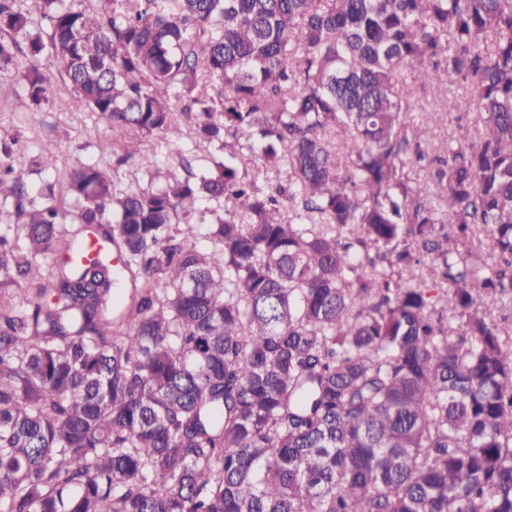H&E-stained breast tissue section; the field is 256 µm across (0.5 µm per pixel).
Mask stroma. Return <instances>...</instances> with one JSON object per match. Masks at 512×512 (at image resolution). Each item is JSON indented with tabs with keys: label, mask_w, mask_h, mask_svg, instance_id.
<instances>
[{
	"label": "stroma",
	"mask_w": 512,
	"mask_h": 512,
	"mask_svg": "<svg viewBox=\"0 0 512 512\" xmlns=\"http://www.w3.org/2000/svg\"><path fill=\"white\" fill-rule=\"evenodd\" d=\"M41 68L57 93L48 104L39 107L27 96L25 67L0 77L14 87L12 94L0 99V140L14 144L10 161L26 172L27 202L42 204L50 188L62 193L69 171L84 164L110 169L119 192L147 185L155 170L177 167L184 156L190 158L194 171L209 166L213 147H197L184 140L166 142L155 137L144 139L138 155L125 158V131L112 128L66 89L63 68L52 57H43ZM451 99L456 100L457 106L450 111L446 104ZM429 111L440 114V143L471 138L473 112L463 88L435 86L419 91L410 117L419 121ZM49 141L56 143L58 149L54 155L46 156L42 148Z\"/></svg>",
	"instance_id": "stroma-1"
}]
</instances>
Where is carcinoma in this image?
Segmentation results:
<instances>
[{
    "mask_svg": "<svg viewBox=\"0 0 512 512\" xmlns=\"http://www.w3.org/2000/svg\"><path fill=\"white\" fill-rule=\"evenodd\" d=\"M41 3L0 0L34 105L48 47L125 157L224 161L74 168L75 228L0 163V512H512V0ZM435 83L479 123L432 158ZM209 204L207 202H201L197 206V210L194 214L193 221L197 224L196 235L191 238V243L199 250H205L209 247V239L207 235V225L211 221V215L208 212Z\"/></svg>",
    "mask_w": 512,
    "mask_h": 512,
    "instance_id": "obj_1",
    "label": "carcinoma"
}]
</instances>
